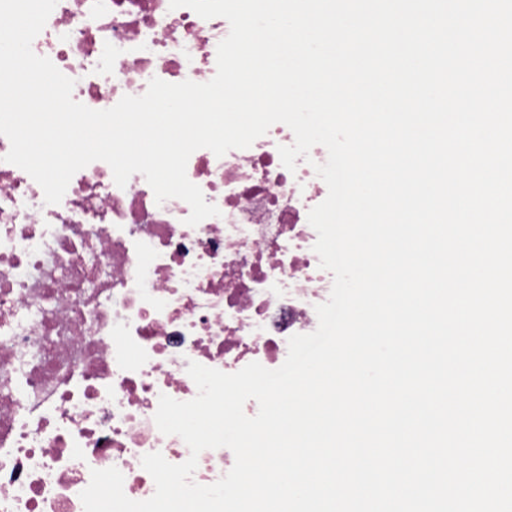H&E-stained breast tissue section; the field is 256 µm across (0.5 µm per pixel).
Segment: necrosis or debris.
Segmentation results:
<instances>
[{
	"label": "necrosis or debris",
	"instance_id": "necrosis-or-debris-1",
	"mask_svg": "<svg viewBox=\"0 0 512 512\" xmlns=\"http://www.w3.org/2000/svg\"><path fill=\"white\" fill-rule=\"evenodd\" d=\"M169 2L58 0L32 49L94 110L155 77L208 82L230 24ZM294 140L277 123L248 148L196 150L187 177L220 213L192 227L186 202H156L139 173L118 187L103 161L46 204L0 136V512H84L92 470L109 467L149 499L143 456L190 455L154 421L160 395L196 397L189 363L281 364L292 335L316 330L333 275L308 213L328 194L314 170L328 152L288 170L278 149Z\"/></svg>",
	"mask_w": 512,
	"mask_h": 512
}]
</instances>
